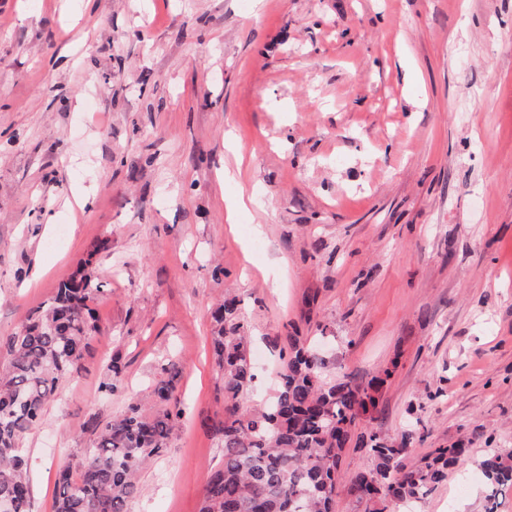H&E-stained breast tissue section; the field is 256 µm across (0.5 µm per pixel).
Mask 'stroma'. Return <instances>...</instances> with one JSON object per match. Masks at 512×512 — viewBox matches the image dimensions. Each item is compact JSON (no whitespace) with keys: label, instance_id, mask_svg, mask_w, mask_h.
<instances>
[{"label":"stroma","instance_id":"35a3bbf8","mask_svg":"<svg viewBox=\"0 0 512 512\" xmlns=\"http://www.w3.org/2000/svg\"><path fill=\"white\" fill-rule=\"evenodd\" d=\"M87 258L99 330L23 443L30 512L172 360L184 416L128 509L200 512L228 293L259 391L295 330L328 374L391 369L357 432L465 441L416 512H482L512 448V0H0V337ZM478 465L485 478L484 512H498L499 497L512 490V449H492Z\"/></svg>","mask_w":512,"mask_h":512}]
</instances>
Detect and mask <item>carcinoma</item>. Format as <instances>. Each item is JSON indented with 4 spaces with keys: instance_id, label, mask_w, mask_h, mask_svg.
<instances>
[{
    "instance_id": "carcinoma-1",
    "label": "carcinoma",
    "mask_w": 512,
    "mask_h": 512,
    "mask_svg": "<svg viewBox=\"0 0 512 512\" xmlns=\"http://www.w3.org/2000/svg\"><path fill=\"white\" fill-rule=\"evenodd\" d=\"M101 292L87 259L61 282L45 307L6 337L0 349V500L29 512L31 486L22 452L63 379L81 369L98 331L90 303ZM215 365L224 390V413L206 428L224 448L223 464L210 471L200 512H333L341 488L365 503L404 508L423 501L466 463L463 444L435 448L410 467L403 457L414 441L407 432L390 441L374 429L357 445L373 461L367 471L345 476L340 462L361 418L376 408L375 376L366 386L347 376L330 379L327 363L299 336H276L270 347L282 367L273 396L244 404L254 392L256 368L239 301L227 296L211 314ZM154 385V410L128 405L93 427L89 446L59 472L52 512H128L140 493L138 473L160 456L184 409L175 394L179 368L163 369ZM485 478L484 512H498L512 490V449L495 448L479 461Z\"/></svg>"
}]
</instances>
